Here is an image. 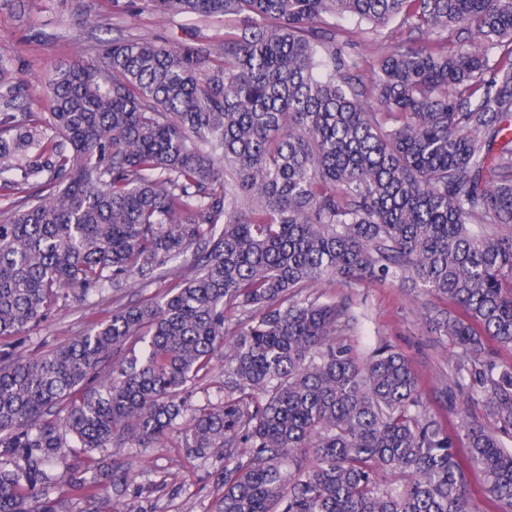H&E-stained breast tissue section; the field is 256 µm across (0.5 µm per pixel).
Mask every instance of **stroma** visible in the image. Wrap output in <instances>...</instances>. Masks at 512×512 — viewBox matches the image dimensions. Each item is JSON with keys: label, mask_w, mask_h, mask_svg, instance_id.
<instances>
[{"label": "stroma", "mask_w": 512, "mask_h": 512, "mask_svg": "<svg viewBox=\"0 0 512 512\" xmlns=\"http://www.w3.org/2000/svg\"><path fill=\"white\" fill-rule=\"evenodd\" d=\"M82 5L103 16V29L94 34L85 30L69 0H18L16 6L0 8V46L7 49L15 74L25 85L35 86L55 68L73 62L97 38L134 34L182 43L190 41L198 29L219 43L233 30L232 22L225 20L161 16L149 10L144 0H83ZM335 294L349 297L357 316L349 342L364 354L382 343L401 352L417 375L428 409L455 432L457 450H464L466 443L464 433L456 429L459 413L494 426L482 401L449 405L446 390L453 376L452 357L448 345L429 334L423 322L428 296L376 281L347 289L339 286ZM111 306L110 299L97 297L89 303L73 299L55 308L26 337L25 355H42L80 335L87 328L91 310ZM116 463L129 469L135 486L141 487L145 512H209L217 479L224 470L222 458H189L181 448H124L116 456H104L102 466L108 469Z\"/></svg>", "instance_id": "obj_1"}]
</instances>
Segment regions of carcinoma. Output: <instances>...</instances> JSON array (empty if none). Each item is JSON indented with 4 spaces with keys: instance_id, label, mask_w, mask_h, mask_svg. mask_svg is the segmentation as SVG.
<instances>
[{
    "instance_id": "obj_1",
    "label": "carcinoma",
    "mask_w": 512,
    "mask_h": 512,
    "mask_svg": "<svg viewBox=\"0 0 512 512\" xmlns=\"http://www.w3.org/2000/svg\"><path fill=\"white\" fill-rule=\"evenodd\" d=\"M145 2L234 32L107 41L44 78L46 112L0 49V512H67L57 480L82 512H142L94 454L167 446L224 457L212 512H471L469 466L512 512V362L489 349H512V0ZM395 19L408 39L364 76L348 48ZM338 280L447 305L450 392L499 424L459 416L466 461L409 361L361 358L351 303L304 294ZM104 291L83 334L23 354ZM219 358L224 400L189 403ZM106 298L95 297L90 302L79 299H70L66 305L60 304L55 308L41 326L25 337L22 351L29 357H37L55 346H58L74 336H78L87 329L89 322V307L93 305L96 311L112 309L111 295ZM108 298V299H107Z\"/></svg>"
}]
</instances>
